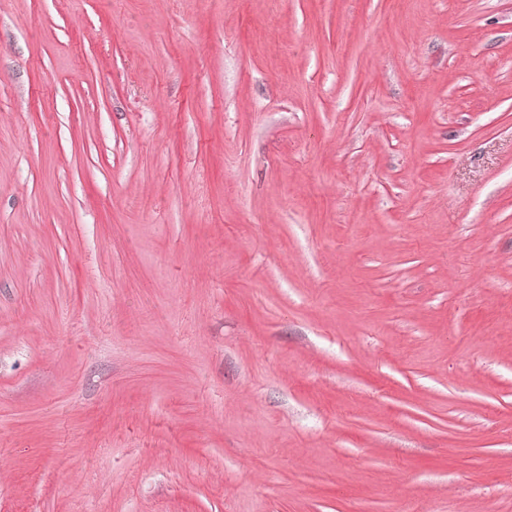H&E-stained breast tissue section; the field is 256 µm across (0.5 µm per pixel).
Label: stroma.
<instances>
[{
  "label": "stroma",
  "instance_id": "35a3bbf8",
  "mask_svg": "<svg viewBox=\"0 0 512 512\" xmlns=\"http://www.w3.org/2000/svg\"><path fill=\"white\" fill-rule=\"evenodd\" d=\"M0 512H512V0H0Z\"/></svg>",
  "mask_w": 512,
  "mask_h": 512
}]
</instances>
